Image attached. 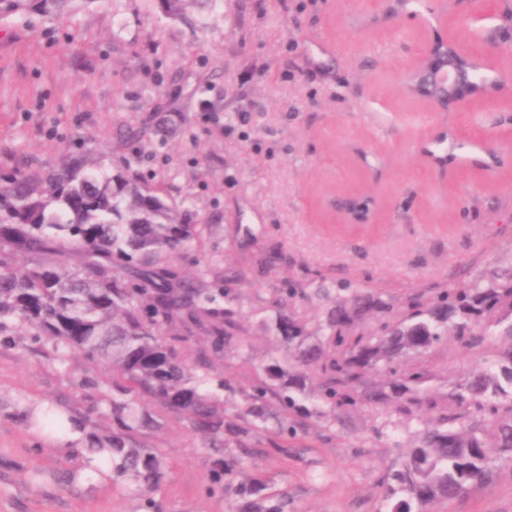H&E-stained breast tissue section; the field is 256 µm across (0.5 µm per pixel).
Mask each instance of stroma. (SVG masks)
I'll return each instance as SVG.
<instances>
[{"label":"stroma","instance_id":"obj_1","mask_svg":"<svg viewBox=\"0 0 512 512\" xmlns=\"http://www.w3.org/2000/svg\"><path fill=\"white\" fill-rule=\"evenodd\" d=\"M441 22L420 26L422 0L397 17L368 0H218L187 20L156 0H97L61 19L0 22V173L44 172L64 161L128 158L203 228L176 263L212 289L234 279L240 340L214 353L204 332L179 352L229 378L242 400L284 351L265 326L285 283H363L393 306L512 265V110L472 104L436 112L406 90L425 46L454 40L512 71V0L494 14L478 0H434ZM141 130L139 138L125 128ZM468 133L446 170L426 156L440 131ZM501 165L482 169L489 154ZM373 203L350 222L336 201ZM470 349L446 336L423 355L435 400L511 343ZM112 375L80 352L26 334L0 336V512H143L127 482L103 485L28 423L34 403L78 415L88 432L112 427ZM156 420L141 439L165 464L158 512H236L209 491L216 457L188 422ZM392 406L364 405L343 421L311 418L301 444L257 441L238 478L263 475L287 512H390L385 488L414 442ZM436 512H512V466Z\"/></svg>","mask_w":512,"mask_h":512}]
</instances>
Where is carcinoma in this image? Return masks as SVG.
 Instances as JSON below:
<instances>
[{
    "instance_id": "obj_1",
    "label": "carcinoma",
    "mask_w": 512,
    "mask_h": 512,
    "mask_svg": "<svg viewBox=\"0 0 512 512\" xmlns=\"http://www.w3.org/2000/svg\"><path fill=\"white\" fill-rule=\"evenodd\" d=\"M97 0H0V21L35 12L58 18ZM217 0H159L169 18L186 8L204 11ZM202 227L187 219L158 186L145 182L130 161L114 169L85 168L81 160L52 169L46 177L16 170L0 184V336L22 332L44 336L59 350L78 349L92 362L112 368V432L94 451L112 459V482L128 480L155 508L152 493L164 478V463L136 438L132 405L147 397L186 419L220 448H244L242 436L267 430L272 410L280 413L277 435L288 441L304 431L301 421L317 413L348 412L369 403L395 401L409 424L436 402L425 387L429 375L418 365L400 366L453 335L478 348L494 328L512 337V267L477 276L441 291L428 303L416 295L376 337L354 332L357 322L385 308L372 291L341 285L325 323L324 340L310 341L306 324L288 313L297 290L284 288L273 300L271 329L292 361L273 359L263 377L244 391L231 412L179 356L177 338L166 337L175 320L186 331L201 329L212 349L223 352L238 339L234 298L227 288L214 294L179 278L172 260L198 240ZM18 252L29 264L15 267ZM381 367L387 388L360 396L363 375ZM321 381L307 390L312 372ZM497 458L512 462V346L474 368L464 386L448 392V405L434 423L416 431L387 497L392 512H432L460 496V488ZM239 459L214 461L211 490L232 491L244 501L240 512H284L281 493H265L255 478L236 481Z\"/></svg>"
}]
</instances>
